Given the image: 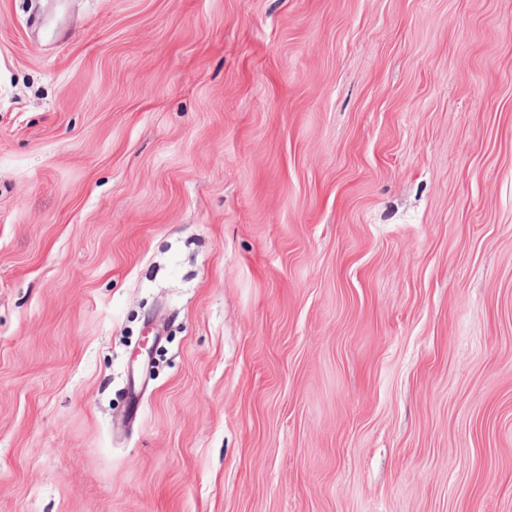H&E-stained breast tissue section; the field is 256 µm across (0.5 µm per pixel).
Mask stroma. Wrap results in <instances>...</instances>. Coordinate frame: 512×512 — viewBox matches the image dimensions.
Instances as JSON below:
<instances>
[{"instance_id":"35a3bbf8","label":"stroma","mask_w":512,"mask_h":512,"mask_svg":"<svg viewBox=\"0 0 512 512\" xmlns=\"http://www.w3.org/2000/svg\"><path fill=\"white\" fill-rule=\"evenodd\" d=\"M0 512H512V0H0Z\"/></svg>"}]
</instances>
